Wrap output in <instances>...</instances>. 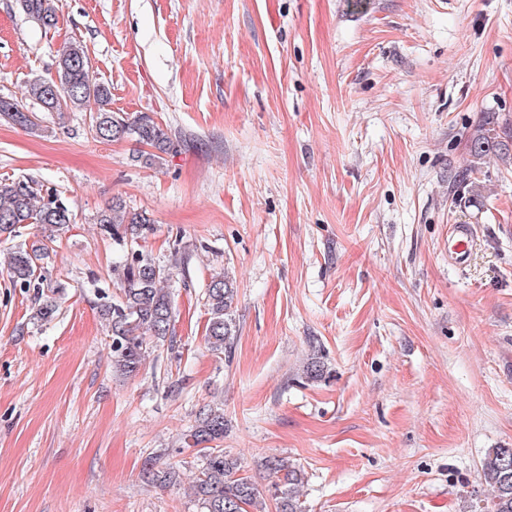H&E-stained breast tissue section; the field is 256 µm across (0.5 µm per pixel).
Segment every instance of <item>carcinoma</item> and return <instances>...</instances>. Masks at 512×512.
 Listing matches in <instances>:
<instances>
[{
    "instance_id": "carcinoma-1",
    "label": "carcinoma",
    "mask_w": 512,
    "mask_h": 512,
    "mask_svg": "<svg viewBox=\"0 0 512 512\" xmlns=\"http://www.w3.org/2000/svg\"><path fill=\"white\" fill-rule=\"evenodd\" d=\"M23 11L47 27L57 23L56 14L48 0H20ZM90 62L82 45L65 46L58 60L60 87L52 90L47 81L36 79L29 83L26 94L48 112L78 110L90 112L96 135L107 141L129 138L144 146L131 155V161L152 167L170 149V140L164 130L147 113L130 116L112 111L110 87L96 83L89 77ZM0 114L13 122L35 130L38 124L32 116L19 109L9 98H0ZM471 156L476 160L493 154L502 160H512V140L506 129L488 121L472 134ZM75 214L68 201L57 191L39 189L25 180L0 181V237H15L25 224H44L59 231L74 223ZM101 229L110 236L124 240L143 236L151 229V219L142 212L126 210L114 203L97 218ZM47 255V248L33 246L10 254L7 273L15 287L39 288L43 282L36 276L37 261ZM125 287L121 295L100 306V315L112 331V369L125 375L138 372L144 364L149 343L146 336L163 340L173 334L172 303L169 292L162 286L170 272L153 258L132 253L123 265ZM38 304L32 319L44 323L53 320L58 312L56 294ZM237 295L229 277L217 275L205 292L210 318L206 327V341L214 351L232 353L235 325L231 309ZM193 442L204 453L203 468L192 485L193 493L203 512H265L260 492L246 477H238L237 463L226 458L224 450L208 443L224 438V413L207 410L199 413L193 433ZM267 467L275 475L276 512H303L297 487L304 474L283 459H269ZM482 474L490 487V494L479 500L476 512H512V448H493L482 462ZM145 476L153 482L166 485L179 483V473L146 469Z\"/></svg>"
}]
</instances>
